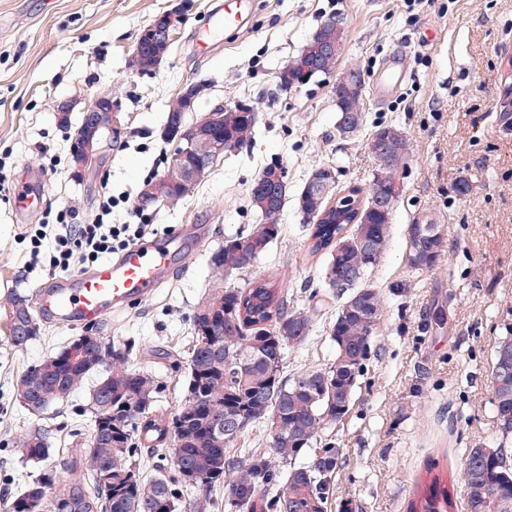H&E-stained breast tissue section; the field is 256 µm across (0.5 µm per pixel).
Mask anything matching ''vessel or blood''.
Instances as JSON below:
<instances>
[{
	"label": "vessel or blood",
	"mask_w": 512,
	"mask_h": 512,
	"mask_svg": "<svg viewBox=\"0 0 512 512\" xmlns=\"http://www.w3.org/2000/svg\"><path fill=\"white\" fill-rule=\"evenodd\" d=\"M232 9L212 8L200 42L217 46L225 30L239 26L252 0H235ZM202 228L186 224L149 243L130 247L119 260L101 262L94 270L57 277L41 291L43 316L60 326L97 322L129 310L153 297L169 278L177 259L187 251L190 240L200 238Z\"/></svg>",
	"instance_id": "vessel-or-blood-1"
}]
</instances>
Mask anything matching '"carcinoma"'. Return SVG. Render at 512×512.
<instances>
[{
  "mask_svg": "<svg viewBox=\"0 0 512 512\" xmlns=\"http://www.w3.org/2000/svg\"><path fill=\"white\" fill-rule=\"evenodd\" d=\"M356 117L351 136L366 130L363 94L346 89L336 94V112ZM256 126L250 112L224 113V144L239 150ZM388 138L389 154L376 158L386 176H376L367 189L341 190L332 180L323 195L302 186L296 208L306 215L309 253L328 255L325 283L349 295L336 308L329 336L336 358L327 368L284 375L286 351L303 345L312 332L310 311L289 306L288 293L268 279L249 288H224L200 301L192 316L193 343L187 363L185 395L178 408L166 415L153 410L158 381L127 366L128 354L112 346L88 342L78 359L69 358L66 345L19 377L14 394L25 408L43 414L82 388L92 377L91 426L85 439L80 469L57 498L67 512H209L211 493L228 492L224 505L232 512H326L339 465L340 450L325 443L315 455V468L296 465L301 453L318 442L328 425L348 413L357 378L371 353L373 336L382 318L376 289L367 272L377 265L388 244L393 210L376 205L394 197V171L409 154V144L394 125H379L368 139ZM251 208L260 214L246 232L224 240L212 263L224 274L239 272L264 255L281 233L279 220L262 213L279 214L288 193L278 183L266 181L249 188ZM419 236L409 252L416 273L430 270L445 250L440 225L424 218L409 225ZM28 296L14 293L4 306L11 341L25 344L39 337L36 316H27L18 303ZM494 351L491 369L492 402L496 427L505 439L512 437V327L504 326ZM131 400L143 415L128 420L121 405ZM224 410L248 422L228 433L216 427L211 410ZM265 428L266 448H240L239 441L253 427ZM34 463L50 457L44 433L35 428L17 442ZM147 448L170 457L202 476L200 496L179 500L178 487L191 486L187 474H169L163 466L147 479L136 466L138 450ZM288 467L281 482V467ZM54 470L45 468L11 503L8 512L34 498L50 507ZM465 512H512V460L504 448H472L460 469ZM448 487L433 477L419 488L410 512H454Z\"/></svg>",
  "mask_w": 512,
  "mask_h": 512,
  "instance_id": "1",
  "label": "carcinoma"
}]
</instances>
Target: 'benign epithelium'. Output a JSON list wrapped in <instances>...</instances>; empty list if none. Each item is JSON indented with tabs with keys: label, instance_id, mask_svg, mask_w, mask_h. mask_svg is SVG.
<instances>
[{
	"label": "benign epithelium",
	"instance_id": "7a95c632",
	"mask_svg": "<svg viewBox=\"0 0 512 512\" xmlns=\"http://www.w3.org/2000/svg\"><path fill=\"white\" fill-rule=\"evenodd\" d=\"M195 6L194 0H173L170 9L162 12L146 25L138 34L136 46L130 60V67L138 74L142 73L139 60L148 54L153 62V70L165 63L170 45L177 32L184 25ZM342 27V22L333 19L319 27L312 35L310 47L314 58L304 73L309 80L321 71V59L336 54V36L327 32L326 27ZM203 91L200 83L187 84L171 107L173 112L196 111L197 100ZM256 108L248 103L237 102L233 105L217 104L189 124H164L159 130L162 140L174 145L169 169L159 177L143 183L138 204L152 207L169 201L167 189L187 180H203L212 164L224 156V113L254 112ZM121 100L110 95H96L83 108V122L76 130L70 143L71 161L75 173L80 174L98 166L101 156L109 146L110 140H116L124 134V125L120 120Z\"/></svg>",
	"mask_w": 512,
	"mask_h": 512
}]
</instances>
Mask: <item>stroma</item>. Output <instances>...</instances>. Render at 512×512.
Listing matches in <instances>:
<instances>
[{
  "label": "stroma",
  "instance_id": "obj_1",
  "mask_svg": "<svg viewBox=\"0 0 512 512\" xmlns=\"http://www.w3.org/2000/svg\"><path fill=\"white\" fill-rule=\"evenodd\" d=\"M215 3L195 0L166 63L136 74L129 61L137 35L172 0H0V178L11 186L0 192V305L16 292L36 296L48 281L53 243L44 241L30 264L25 232L48 221L49 211L73 210L85 224L108 193L111 222H129L143 182L165 169L172 147L159 130L185 84L204 86L198 111L239 100L258 111L247 145L214 164L193 196L149 208L162 233L180 224L210 228L153 298L99 324H42L40 338L21 346L11 343L0 316V497L16 498L43 470L13 446L30 428L44 429L60 458L84 444L87 389L40 415L13 395L19 376L76 337L101 336L128 349L130 368L161 385L157 411L169 413L184 397L197 303L230 285L273 278L295 305L312 311L311 338L288 350V373L333 363L328 328L339 302L324 282L326 256L308 253L294 203L283 210L278 240L248 269L221 277L212 256L225 237L255 223L248 190L269 163L285 167L292 196L312 169L327 165L340 186L368 187L378 165L365 136L341 140L335 129L336 83L356 68L365 78L368 125L397 126L410 153L395 171L401 195L387 251L368 276L383 317L348 414L322 433L342 451L327 512L346 505L351 512H407L427 465L452 485L466 449L502 443L491 367L496 342L512 323V96L505 94L512 0H255L248 27L225 33L219 47L201 54L194 33ZM336 16L345 42L333 72L278 90V74ZM391 59L403 80L381 94L376 81ZM97 94L120 98L127 132L97 170L78 175L70 132L53 106L75 102L76 123ZM31 172L44 177V207L23 215L13 190ZM463 179L470 190L461 196L456 185ZM425 214L440 224L445 251L417 275L408 263V228ZM315 292L320 302L312 301Z\"/></svg>",
  "mask_w": 512,
  "mask_h": 512
}]
</instances>
